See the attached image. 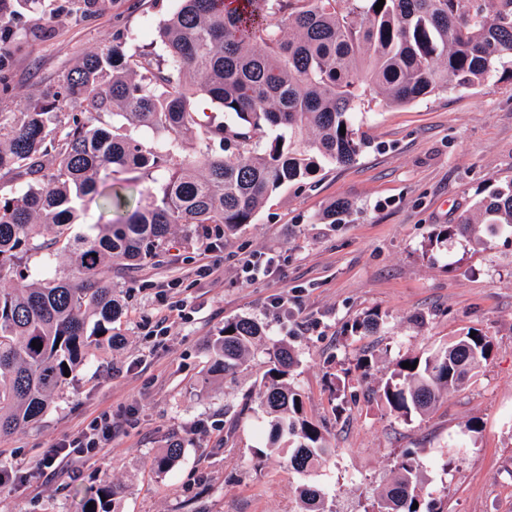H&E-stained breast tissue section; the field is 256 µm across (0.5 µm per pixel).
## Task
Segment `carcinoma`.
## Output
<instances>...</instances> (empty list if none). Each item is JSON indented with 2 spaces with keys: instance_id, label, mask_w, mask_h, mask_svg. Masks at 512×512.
Listing matches in <instances>:
<instances>
[{
  "instance_id": "carcinoma-1",
  "label": "carcinoma",
  "mask_w": 512,
  "mask_h": 512,
  "mask_svg": "<svg viewBox=\"0 0 512 512\" xmlns=\"http://www.w3.org/2000/svg\"><path fill=\"white\" fill-rule=\"evenodd\" d=\"M0 0V94H12L13 49L54 37L56 19L88 21L103 0ZM176 0L156 30L165 56L128 52L121 29L17 111L0 115V282L24 256L51 245L68 273L22 288H0V439L39 420L55 393L89 355L113 344L122 315L112 263L136 267L155 258L176 224L231 229L250 224L267 199L299 183L320 163H352L362 149L353 115L365 95L404 106L448 88L479 85L512 65V0ZM217 103L228 120L201 123L193 101ZM345 132H340V127ZM162 134L155 145L134 136ZM165 170L131 205L141 176ZM93 202L111 224L69 237L78 212ZM479 224L512 229V182L431 237L441 244L472 235ZM378 315L351 326L369 333ZM264 335L249 317L224 322L210 348L209 372L239 368ZM42 344L41 350L31 346ZM492 352L487 336L468 334L437 351L400 359L380 400L408 418L434 409ZM274 367L260 384L269 419L268 450L286 453L288 471L307 475L332 454L321 427L304 415L302 394L288 382L294 357L272 350ZM417 363L404 368L403 362ZM176 443L153 459L171 467ZM417 452L406 451L371 512L423 509ZM109 482L85 512H108L118 498ZM299 512H325V492L299 489ZM417 508H412L413 503Z\"/></svg>"
}]
</instances>
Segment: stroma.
<instances>
[{
	"mask_svg": "<svg viewBox=\"0 0 512 512\" xmlns=\"http://www.w3.org/2000/svg\"><path fill=\"white\" fill-rule=\"evenodd\" d=\"M173 0H104L91 21L60 20L52 41L24 45L10 70L16 111L116 28L128 46L161 55L156 30ZM366 145L354 163L323 164L272 194L234 230L178 225L160 257L112 267L126 305L121 340L89 356L43 417L0 442V461H34L107 416L118 428L93 457L56 462L49 476L17 473L0 512H82L103 481L123 488L117 512H297L304 482L326 492L328 512H369L405 450L418 449L421 495L447 512H512V231L482 227L430 246L488 186L512 180V79L451 87L406 106L359 108ZM338 201L343 214L327 220ZM275 255L271 275L246 284L243 259ZM287 297L288 304L273 302ZM185 304L184 316L172 306ZM379 316L376 330L352 322ZM246 316L265 335L231 375L207 372L225 321ZM167 335H154L160 318ZM477 331L493 350L437 408L410 418L386 410L378 388L396 362ZM294 353L291 382L335 453L311 477L262 456L268 428L258 382L268 346ZM368 357V371L358 370ZM477 430L465 433L469 421ZM183 452L152 468L171 441Z\"/></svg>",
	"mask_w": 512,
	"mask_h": 512,
	"instance_id": "obj_1",
	"label": "stroma"
}]
</instances>
